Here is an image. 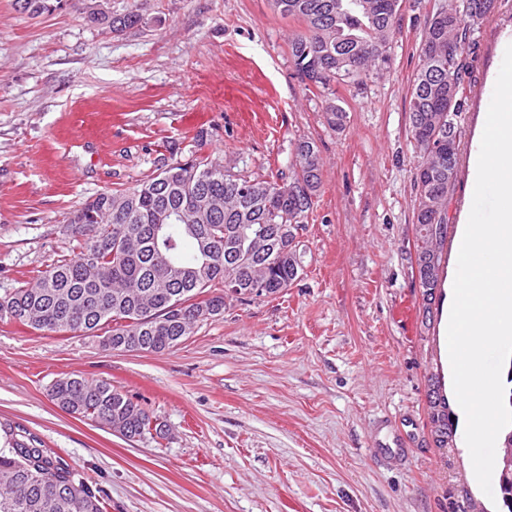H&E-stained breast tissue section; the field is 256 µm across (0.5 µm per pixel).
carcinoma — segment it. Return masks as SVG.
Returning <instances> with one entry per match:
<instances>
[{"mask_svg":"<svg viewBox=\"0 0 512 512\" xmlns=\"http://www.w3.org/2000/svg\"><path fill=\"white\" fill-rule=\"evenodd\" d=\"M493 0H451L428 15L420 65L409 99L417 154V265L427 301L434 299L448 243V194L459 164V125L466 103L464 77L478 46L475 34L494 14ZM61 0H14L38 17ZM274 13L301 23L288 43L296 75L310 87L359 80L389 62L403 0H270ZM88 21L122 32L139 14L112 16L88 6ZM328 123L340 130L347 111L328 99ZM288 179L253 178L222 160L165 164L133 189L98 194L66 219L70 252L45 265L0 298V321L39 332L91 334L111 326L103 345L163 352L201 322L224 312L225 299L279 293L302 270L295 238L314 206L320 159L313 143L295 147ZM50 396L62 409L112 428L127 439L165 434L141 406L106 380L69 376ZM439 445L455 436L448 401L429 395ZM0 512H104L102 499L69 467L46 454L37 437L18 436L0 423ZM497 489L512 512V430L495 454Z\"/></svg>","mask_w":512,"mask_h":512,"instance_id":"1","label":"carcinoma"}]
</instances>
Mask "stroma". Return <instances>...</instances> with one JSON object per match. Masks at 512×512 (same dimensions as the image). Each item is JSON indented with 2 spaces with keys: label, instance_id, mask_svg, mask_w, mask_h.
Wrapping results in <instances>:
<instances>
[{
  "label": "stroma",
  "instance_id": "1",
  "mask_svg": "<svg viewBox=\"0 0 512 512\" xmlns=\"http://www.w3.org/2000/svg\"><path fill=\"white\" fill-rule=\"evenodd\" d=\"M91 2L33 17L0 0V297L68 254L70 211L135 187L163 158L210 156L272 179L305 139L321 185L296 236L298 278L227 301L167 351L0 321V423L36 436L101 492L105 512H450L464 489L500 512L472 481L463 434L439 447L429 418L435 390L461 414L443 313L424 314L409 133L439 0H406L387 69L325 91L300 83L288 51L299 25L269 0H103L141 15L121 33L87 20ZM508 30L512 0H501L464 78L453 229L472 206L471 143ZM332 95L348 113L340 130L326 118ZM72 375L108 380L166 435L128 440L64 411L49 389ZM385 421L412 448L404 466L369 456Z\"/></svg>",
  "mask_w": 512,
  "mask_h": 512
}]
</instances>
